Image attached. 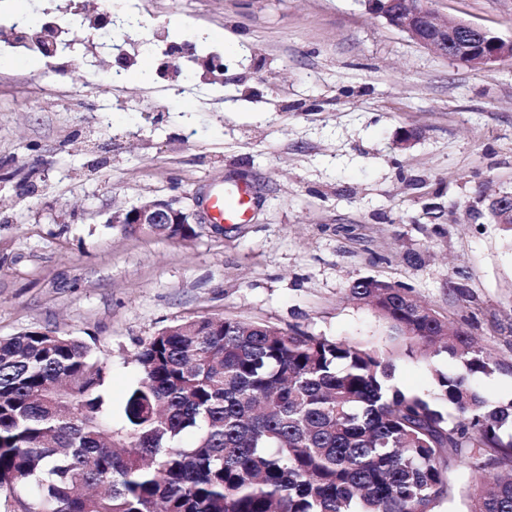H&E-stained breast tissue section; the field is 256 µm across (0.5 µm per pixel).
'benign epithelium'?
I'll use <instances>...</instances> for the list:
<instances>
[{
    "instance_id": "benign-epithelium-1",
    "label": "benign epithelium",
    "mask_w": 512,
    "mask_h": 512,
    "mask_svg": "<svg viewBox=\"0 0 512 512\" xmlns=\"http://www.w3.org/2000/svg\"><path fill=\"white\" fill-rule=\"evenodd\" d=\"M370 13L384 17L419 47L472 69H485L512 58V40L453 17H441L431 0H365ZM112 223L149 232L154 224H198L197 214L168 199H146L129 210L112 214Z\"/></svg>"
}]
</instances>
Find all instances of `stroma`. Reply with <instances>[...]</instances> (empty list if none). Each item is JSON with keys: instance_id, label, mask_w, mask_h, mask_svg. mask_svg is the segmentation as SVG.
I'll return each mask as SVG.
<instances>
[{"instance_id": "obj_1", "label": "stroma", "mask_w": 512, "mask_h": 512, "mask_svg": "<svg viewBox=\"0 0 512 512\" xmlns=\"http://www.w3.org/2000/svg\"><path fill=\"white\" fill-rule=\"evenodd\" d=\"M18 0L34 26L62 6ZM512 39V0H433ZM125 63L73 51L5 58L0 42V336L42 327L109 362L120 417L141 342L233 318L388 349L387 323L348 301L360 278L404 284L500 362L473 378L512 399V58L473 70L418 48L363 0H125ZM416 136L397 145L402 129ZM247 186V222L207 201ZM148 198L199 212L167 240L111 223ZM455 359L402 354L395 383L431 394Z\"/></svg>"}]
</instances>
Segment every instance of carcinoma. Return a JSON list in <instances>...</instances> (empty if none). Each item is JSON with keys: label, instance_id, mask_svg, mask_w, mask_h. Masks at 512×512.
I'll list each match as a JSON object with an SVG mask.
<instances>
[{"label": "carcinoma", "instance_id": "obj_1", "mask_svg": "<svg viewBox=\"0 0 512 512\" xmlns=\"http://www.w3.org/2000/svg\"><path fill=\"white\" fill-rule=\"evenodd\" d=\"M410 292L361 278L347 298L407 351L458 361L432 399L393 382L395 347L203 317L141 343L116 426L88 344L0 336V496L13 512H437L455 465L476 478L467 512H512V400L470 384L500 363Z\"/></svg>", "mask_w": 512, "mask_h": 512}]
</instances>
